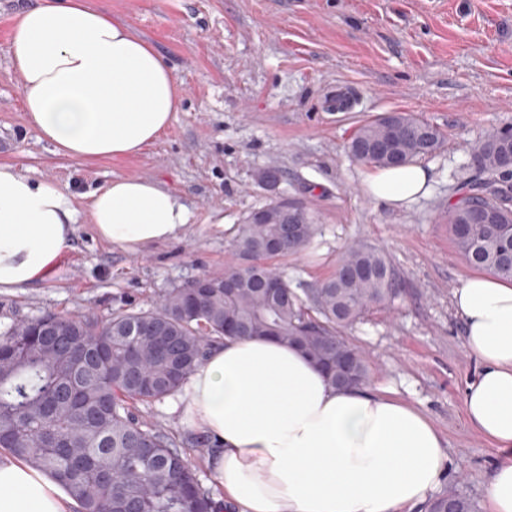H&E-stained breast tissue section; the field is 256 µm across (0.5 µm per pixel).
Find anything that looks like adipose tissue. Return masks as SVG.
I'll return each mask as SVG.
<instances>
[{
  "label": "adipose tissue",
  "mask_w": 512,
  "mask_h": 512,
  "mask_svg": "<svg viewBox=\"0 0 512 512\" xmlns=\"http://www.w3.org/2000/svg\"><path fill=\"white\" fill-rule=\"evenodd\" d=\"M28 123L87 164L132 157L169 127L177 78L145 40L92 0H38L11 30ZM370 198L404 205L429 191L416 163L366 172ZM75 206L68 186L0 162V292L45 281L78 220L122 250L177 238L192 212L157 181L111 177ZM453 304L481 369L466 389L469 427L499 453L488 512H512V283L465 278ZM213 443L206 459L228 512H417L450 466L418 409L379 391L337 388L299 349L265 338L213 346L171 404ZM57 481L0 456V512H76Z\"/></svg>",
  "instance_id": "obj_1"
}]
</instances>
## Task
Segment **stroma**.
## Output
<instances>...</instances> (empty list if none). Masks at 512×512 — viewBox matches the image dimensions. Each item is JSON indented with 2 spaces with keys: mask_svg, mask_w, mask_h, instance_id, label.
I'll return each instance as SVG.
<instances>
[{
  "mask_svg": "<svg viewBox=\"0 0 512 512\" xmlns=\"http://www.w3.org/2000/svg\"><path fill=\"white\" fill-rule=\"evenodd\" d=\"M35 2L0 0V162L77 196L116 175L150 178L193 218L178 238L134 252L79 225L46 281L0 293V331L48 312L105 320L223 274L238 224L271 197L258 172L277 169L279 192L302 200L317 228L304 252L278 259L290 280L308 287L328 277L355 241L382 248L398 269L402 298L345 335L368 360L370 388L391 391L442 432L451 470L438 494L483 504L497 450L465 422L480 363L452 306L474 269L444 216L481 177L471 147L512 127V0H98L163 56L184 97L143 153L84 165L55 153L26 119L11 29ZM339 87L352 101L345 111L330 105ZM384 112L412 113L446 135L421 161L428 194L405 205L369 198L367 167L346 150L357 126Z\"/></svg>",
  "mask_w": 512,
  "mask_h": 512,
  "instance_id": "obj_1",
  "label": "stroma"
}]
</instances>
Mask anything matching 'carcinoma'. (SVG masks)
<instances>
[{
  "label": "carcinoma",
  "mask_w": 512,
  "mask_h": 512,
  "mask_svg": "<svg viewBox=\"0 0 512 512\" xmlns=\"http://www.w3.org/2000/svg\"><path fill=\"white\" fill-rule=\"evenodd\" d=\"M373 142L390 151H362ZM443 143L429 122L387 112L357 128L348 153L384 168L431 156ZM511 143L512 127L474 148L472 164L494 179L461 193L447 216L466 262L506 280H512V210L501 201L512 193V171L502 165L500 145ZM476 207L488 220L474 221ZM314 234L307 211L291 239L277 219L255 224L247 217L231 243L234 262L221 276H203L202 288H173L152 308L118 309L105 321L47 313L1 331L0 449L62 482L80 512H224L177 442L129 404L174 395L207 348L227 337L274 338L301 349L333 386L344 373L354 385L366 384L367 360L343 330L393 305L403 293L394 287L401 277L382 249L355 243L332 275L294 288L271 261L301 252ZM226 280L239 288L225 293ZM450 497L458 512H477L456 491L432 499L427 512H443Z\"/></svg>",
  "instance_id": "cac0c4a2"
}]
</instances>
